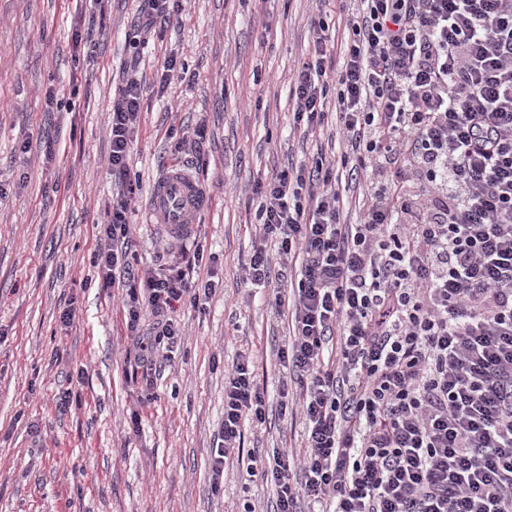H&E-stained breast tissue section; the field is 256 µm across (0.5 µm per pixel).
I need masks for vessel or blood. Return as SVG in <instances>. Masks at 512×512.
<instances>
[{
	"mask_svg": "<svg viewBox=\"0 0 512 512\" xmlns=\"http://www.w3.org/2000/svg\"><path fill=\"white\" fill-rule=\"evenodd\" d=\"M205 206L196 181L177 167L169 168L158 179L147 202L150 216L175 230L194 229Z\"/></svg>",
	"mask_w": 512,
	"mask_h": 512,
	"instance_id": "1",
	"label": "vessel or blood"
}]
</instances>
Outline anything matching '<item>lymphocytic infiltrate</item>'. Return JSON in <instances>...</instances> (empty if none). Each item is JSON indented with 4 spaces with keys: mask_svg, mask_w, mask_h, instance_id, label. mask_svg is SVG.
<instances>
[{
    "mask_svg": "<svg viewBox=\"0 0 512 512\" xmlns=\"http://www.w3.org/2000/svg\"><path fill=\"white\" fill-rule=\"evenodd\" d=\"M353 2L348 39L317 20L291 77L294 126L335 114L341 160L258 183L241 266L289 310L279 360L304 450L246 456L245 426L264 423L266 392L243 351L224 370L211 487L242 465L273 487L275 512L302 501L308 512H512V0ZM143 90L134 74L112 99L119 191L95 263L101 287L125 292L148 389L181 344L176 305L201 299L191 276L203 251L173 234L168 272L129 260Z\"/></svg>",
    "mask_w": 512,
    "mask_h": 512,
    "instance_id": "lymphocytic-infiltrate-1",
    "label": "lymphocytic infiltrate"
}]
</instances>
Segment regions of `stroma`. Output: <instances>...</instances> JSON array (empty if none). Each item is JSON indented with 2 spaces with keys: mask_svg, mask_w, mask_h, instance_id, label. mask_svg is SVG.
Returning a JSON list of instances; mask_svg holds the SVG:
<instances>
[{
  "mask_svg": "<svg viewBox=\"0 0 512 512\" xmlns=\"http://www.w3.org/2000/svg\"><path fill=\"white\" fill-rule=\"evenodd\" d=\"M102 6L97 57L81 73L72 35L87 26L89 0H0V512H241L247 503L271 512L272 487L237 469L213 492L208 457L224 419V369L241 351L252 350L260 386L279 393L288 316L274 313L271 289L241 286L238 263L252 251L257 182L342 151L335 123L295 129L289 98L311 22L337 23L336 4L182 0L163 33L135 47V0ZM171 55L188 74L162 93L145 88L130 149L141 185L131 261L173 264L145 200L167 166L195 172L178 146L200 127L208 163L195 173L209 203L195 229L198 279L215 289L203 306L179 307L186 336L146 402L127 378L135 349L124 294L99 286L95 232L113 192L112 99L130 64L150 81ZM50 89L59 104L47 103ZM133 410L136 432L126 424ZM302 439L301 422L273 404L245 447L264 455Z\"/></svg>",
  "mask_w": 512,
  "mask_h": 512,
  "instance_id": "1",
  "label": "stroma"
}]
</instances>
